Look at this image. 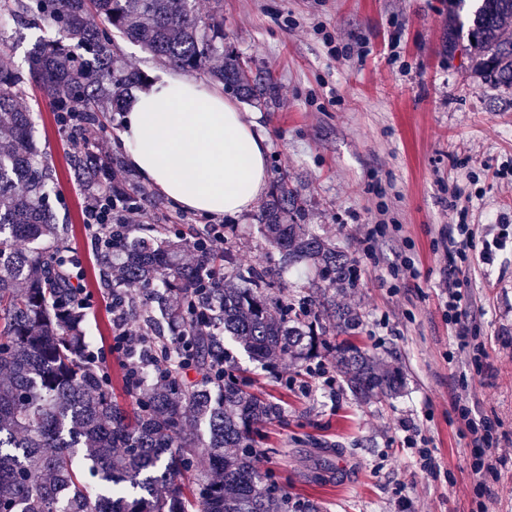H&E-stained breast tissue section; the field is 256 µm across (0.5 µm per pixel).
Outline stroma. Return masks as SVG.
Instances as JSON below:
<instances>
[{
  "label": "stroma",
  "mask_w": 512,
  "mask_h": 512,
  "mask_svg": "<svg viewBox=\"0 0 512 512\" xmlns=\"http://www.w3.org/2000/svg\"><path fill=\"white\" fill-rule=\"evenodd\" d=\"M224 44L252 73L270 76L276 96L266 105L241 102L270 144V180H286L310 232L350 262L354 286L323 288L311 262L287 264L272 249L255 217L269 202L230 217L224 246L233 266H274L282 289L272 301L294 307L315 299L331 346L349 340L398 371L393 396L357 399L344 381L330 394L305 359L277 366L253 360L228 343L238 378L250 392L278 404L281 416L262 428L261 471L271 473L291 502L316 512H477L470 471L472 449L459 432L454 403L469 396L476 416L500 421L512 452V241L487 265L469 253L468 299L488 356L483 367L449 361L456 329L444 317L439 270L440 231L457 221L476 236L493 224L512 225V88L484 82L448 34L470 22L479 0H222ZM335 44H328L326 34ZM29 109L40 155L53 169L50 205L68 225L67 243L81 257L92 308L87 335L102 346L112 331L98 255L83 224L86 192L68 165L70 139L40 89L28 81L18 98ZM457 208H450V201ZM156 230L178 225L192 236L204 216L171 200L146 209ZM363 224L387 225L374 256L354 235ZM417 276L391 272L403 241ZM359 318L354 334L334 330V308ZM414 419L430 437L441 465L422 473L399 422Z\"/></svg>",
  "instance_id": "stroma-1"
}]
</instances>
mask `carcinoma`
Returning <instances> with one entry per match:
<instances>
[{
    "mask_svg": "<svg viewBox=\"0 0 512 512\" xmlns=\"http://www.w3.org/2000/svg\"><path fill=\"white\" fill-rule=\"evenodd\" d=\"M11 18L43 25L29 54L31 80L58 112H79L84 132L68 158L81 180L120 166L102 160L90 137L104 130L101 114L119 112L140 79L114 50V38L140 44L169 64L208 67L224 89L256 101L274 87L250 75L234 51L224 50V14L214 0L203 15L197 0H4ZM101 24L90 23V16ZM512 0H482L466 52L484 79L512 87ZM22 77L0 56V512H288V493L258 470V432L280 417L279 406L224 377L216 387L209 369L227 356L226 339L251 357L272 361L316 357L323 333L293 325L296 313L269 292L281 284L272 269L253 265L212 289L210 327L192 328L177 307L196 301L207 262L182 261L188 242L172 232L149 241L128 235L100 256L112 284L156 290L155 335L163 323L192 334L197 379L151 386L127 410L112 397L80 349L84 316L71 298L77 284L60 257L65 229L51 209L54 177L39 158L30 112L17 97ZM302 214L284 181L257 216L272 248L288 259L307 258L329 285H352L343 255L302 232ZM336 365L363 400L395 391L397 373L384 370L356 347L336 348ZM233 452L226 453L224 449ZM208 468L195 467L199 456Z\"/></svg>",
    "mask_w": 512,
    "mask_h": 512,
    "instance_id": "cac0c4a2",
    "label": "carcinoma"
}]
</instances>
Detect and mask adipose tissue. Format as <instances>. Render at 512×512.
I'll return each instance as SVG.
<instances>
[{
    "label": "adipose tissue",
    "mask_w": 512,
    "mask_h": 512,
    "mask_svg": "<svg viewBox=\"0 0 512 512\" xmlns=\"http://www.w3.org/2000/svg\"><path fill=\"white\" fill-rule=\"evenodd\" d=\"M123 126L128 167L184 210L233 216L266 190L268 140L220 89L162 74L130 101Z\"/></svg>",
    "instance_id": "ef3b65f1"
}]
</instances>
